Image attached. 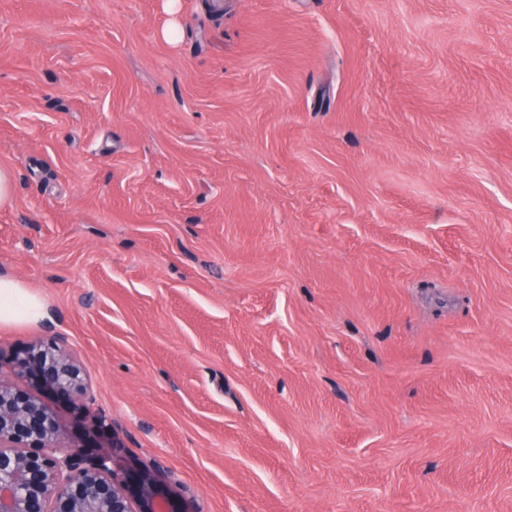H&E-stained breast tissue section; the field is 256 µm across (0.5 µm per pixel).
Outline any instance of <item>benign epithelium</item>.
Wrapping results in <instances>:
<instances>
[{"label": "benign epithelium", "mask_w": 512, "mask_h": 512, "mask_svg": "<svg viewBox=\"0 0 512 512\" xmlns=\"http://www.w3.org/2000/svg\"><path fill=\"white\" fill-rule=\"evenodd\" d=\"M29 360L44 388L87 404V372L64 336L32 344ZM0 512H166L149 478L137 494L107 454L82 456L67 448L53 402L19 391L0 376Z\"/></svg>", "instance_id": "7a95c632"}]
</instances>
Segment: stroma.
I'll list each match as a JSON object with an SVG mask.
<instances>
[{
  "label": "stroma",
  "instance_id": "1",
  "mask_svg": "<svg viewBox=\"0 0 512 512\" xmlns=\"http://www.w3.org/2000/svg\"><path fill=\"white\" fill-rule=\"evenodd\" d=\"M206 2L0 0V373L168 512H512V0ZM44 302L18 280L0 275V326L38 324L50 320ZM40 368L43 386L53 393L71 394L75 399L93 404L95 399L87 372L65 336H47L32 344L28 361Z\"/></svg>",
  "mask_w": 512,
  "mask_h": 512
}]
</instances>
